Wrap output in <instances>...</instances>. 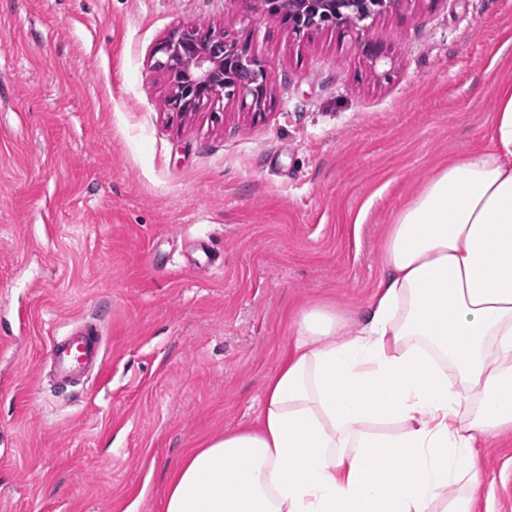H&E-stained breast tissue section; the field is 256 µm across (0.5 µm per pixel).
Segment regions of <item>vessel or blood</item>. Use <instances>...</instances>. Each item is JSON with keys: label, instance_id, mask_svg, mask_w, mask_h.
<instances>
[{"label": "vessel or blood", "instance_id": "b4317fda", "mask_svg": "<svg viewBox=\"0 0 512 512\" xmlns=\"http://www.w3.org/2000/svg\"><path fill=\"white\" fill-rule=\"evenodd\" d=\"M48 355L61 387H69L86 370L102 365V333L96 324L86 323L81 332L60 341L52 340Z\"/></svg>", "mask_w": 512, "mask_h": 512}]
</instances>
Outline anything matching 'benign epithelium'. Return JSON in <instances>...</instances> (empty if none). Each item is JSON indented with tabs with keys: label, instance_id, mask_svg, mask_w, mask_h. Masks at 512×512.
Segmentation results:
<instances>
[{
	"label": "benign epithelium",
	"instance_id": "7a95c632",
	"mask_svg": "<svg viewBox=\"0 0 512 512\" xmlns=\"http://www.w3.org/2000/svg\"><path fill=\"white\" fill-rule=\"evenodd\" d=\"M253 11L281 15L293 32L305 34L321 26L355 30L360 23L390 14L401 0H248ZM154 67L168 74L172 88L168 105L187 114L211 106L227 96L263 105L269 69L223 30L197 25L179 28L154 48Z\"/></svg>",
	"mask_w": 512,
	"mask_h": 512
}]
</instances>
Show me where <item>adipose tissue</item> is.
Returning a JSON list of instances; mask_svg holds the SVG:
<instances>
[{"label":"adipose tissue","mask_w":512,"mask_h":512,"mask_svg":"<svg viewBox=\"0 0 512 512\" xmlns=\"http://www.w3.org/2000/svg\"><path fill=\"white\" fill-rule=\"evenodd\" d=\"M492 145L395 214L357 324L299 311L256 425L192 449L163 512H477L480 448L512 434V84Z\"/></svg>","instance_id":"obj_1"}]
</instances>
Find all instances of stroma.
<instances>
[{"mask_svg": "<svg viewBox=\"0 0 512 512\" xmlns=\"http://www.w3.org/2000/svg\"><path fill=\"white\" fill-rule=\"evenodd\" d=\"M191 24L270 66L260 111H168L153 50ZM506 83L512 0H404L359 37L244 0H0V512H162L188 450L256 421L300 309L363 315L385 226L489 145ZM90 317L104 365L60 395L49 342ZM484 445L478 512H512V437Z\"/></svg>", "mask_w": 512, "mask_h": 512, "instance_id": "obj_1", "label": "stroma"}]
</instances>
